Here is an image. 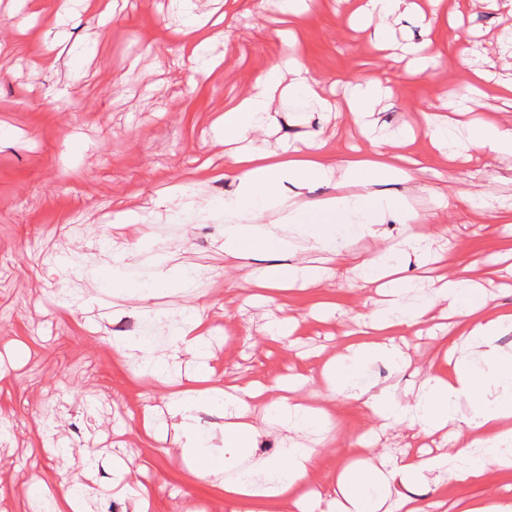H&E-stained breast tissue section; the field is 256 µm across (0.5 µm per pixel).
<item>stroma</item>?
I'll use <instances>...</instances> for the list:
<instances>
[{"label":"stroma","mask_w":512,"mask_h":512,"mask_svg":"<svg viewBox=\"0 0 512 512\" xmlns=\"http://www.w3.org/2000/svg\"><path fill=\"white\" fill-rule=\"evenodd\" d=\"M200 15H227L228 36H216L210 52L224 58L221 69L192 72L182 63L179 37L185 16L177 0H127L124 9L104 17L86 0H72L70 14L59 19L56 0H45L35 18L20 11L17 0H0V512H33L43 484L50 495L84 472L91 491L85 512H132L137 494L148 493L149 512H174L178 504L200 512H229L221 480L193 475L189 461L168 440H147L138 423L145 409L156 408L164 424L170 386L150 382L156 368L112 349L128 322H143L136 293L155 284L156 301L171 320L186 307L204 310L210 321L208 356H182L171 367L178 384L187 373L206 366L214 379L256 378L265 382L292 374L315 375L320 361L312 349L342 342L351 324L348 310L370 304L351 269L371 256L374 239L337 241L336 285L290 294L283 307L253 299V261H228L221 246L224 211L219 203L234 193L233 180L213 179L200 170L212 158L224 168V147L216 139L215 116L282 53L277 31L287 24L281 0H193ZM352 0H314L295 31L300 56L325 81H348L376 74L391 90L369 121L375 136L388 137L416 115L418 106L455 96L472 70L494 68L512 77V56L473 52L512 32V15L493 11L482 0H445L460 13L464 42L449 40L439 66L413 75L405 61L393 62L360 39L348 25ZM61 40L57 66L36 68L46 44ZM304 134L326 140L337 159L350 144L368 150L345 112H325L298 99L280 108L276 128L247 141L256 152L278 150ZM424 155L417 180L424 191L413 199L420 214L435 208V191L453 184L473 205L442 217V234L430 248L442 255V268L469 267L501 307L512 308V282L488 280L487 270L512 260V223L494 221L493 212H512V162L489 160L455 167L433 156L429 139L418 133L412 145ZM192 186L195 213L175 224L155 207L158 194L175 180ZM137 220L144 253L118 266L112 252L125 246L124 226ZM195 268L200 292L168 294L156 283L163 257ZM237 288L228 292L225 281ZM344 308V315H314L320 301ZM299 322L300 342L266 336L271 318ZM412 362L396 370L369 363L364 380L404 396L426 374L442 367L436 340L410 338ZM335 434L325 447L314 435L300 443L320 450L322 482L344 462L360 456L350 442L369 422L351 400L331 403ZM421 440L408 423L380 434L374 457L418 455ZM501 494L512 500V478L492 469L478 484L447 478L436 494L446 503Z\"/></svg>","instance_id":"stroma-1"}]
</instances>
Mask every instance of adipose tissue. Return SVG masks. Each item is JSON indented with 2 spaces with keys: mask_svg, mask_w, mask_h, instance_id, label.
<instances>
[{
  "mask_svg": "<svg viewBox=\"0 0 512 512\" xmlns=\"http://www.w3.org/2000/svg\"><path fill=\"white\" fill-rule=\"evenodd\" d=\"M417 9L415 0H357L354 27L363 38L381 46L385 21ZM281 43L280 60L257 75L217 122L224 146V175L238 182L237 191L224 198V255L245 260L257 248L296 255L293 263L258 267L255 280L266 289L265 300L271 303L296 290L331 286L336 270L328 254L337 238H378L377 251L359 264L362 282L375 287L378 299L370 308L353 311L350 337L324 363L320 378L331 394L356 402L378 426L410 421L424 436L448 435L452 451L428 459L406 455L378 465L355 459L324 485L311 478L318 458L314 449L292 442L279 458L253 456L265 432L256 419L260 410L287 434L330 431L332 412L306 402L302 395L309 383L305 377L271 384L214 382L184 389L170 397L168 412L183 415L203 407H223L224 453L215 456L202 451L184 422L175 424L171 444L192 461L195 477L225 474V501L245 512L263 501L291 504L295 512H433L435 501L407 493L423 472L449 471L458 482L476 483L488 467L512 468V350L498 343L499 336L512 332V313L479 292L468 268L437 277L427 295L419 293L414 278L405 275L406 258L429 262V244L437 234L439 218L434 213L420 215L401 201L374 194L370 187L384 179L413 182V171L422 161L409 149L415 139L411 126H403L397 137L373 139L372 150L352 152L341 166L331 162L325 142L312 136L269 154L244 149L250 136L277 125L280 102L303 98L325 112L345 108L360 120L385 96L381 78H355L349 82L344 105H337L325 96L321 80L301 60L292 39L282 38ZM283 72L288 73V82H281ZM478 110L477 98L469 93L421 110L420 122L433 152L452 165L491 156L512 157V125L479 116ZM452 113L468 117L472 130L468 145L455 141L448 120ZM338 180L361 185L363 191L304 209L291 206V199L302 195L308 185ZM271 209L282 212L281 223H262L263 213ZM395 209L402 210L406 227L405 237L397 244L381 238L378 230L382 218ZM437 307L448 320V332L439 344L448 372L426 379L415 396L405 401L359 381L358 369L370 362L404 364L406 355L394 342V334L423 335ZM203 328L201 313L182 320L160 346L166 358L177 360L198 351Z\"/></svg>",
  "mask_w": 512,
  "mask_h": 512,
  "instance_id": "obj_1",
  "label": "adipose tissue"
}]
</instances>
